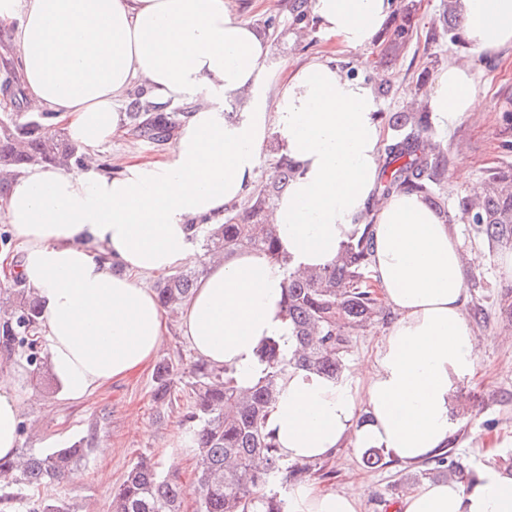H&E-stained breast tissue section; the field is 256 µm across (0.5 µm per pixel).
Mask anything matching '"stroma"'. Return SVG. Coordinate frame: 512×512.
I'll use <instances>...</instances> for the list:
<instances>
[{"label": "stroma", "instance_id": "obj_1", "mask_svg": "<svg viewBox=\"0 0 512 512\" xmlns=\"http://www.w3.org/2000/svg\"><path fill=\"white\" fill-rule=\"evenodd\" d=\"M413 3L417 32L407 49L395 57L386 53L387 38L383 35L367 49L335 52L332 40L316 23L303 29L294 23L292 0H236L242 17L255 27L274 19L275 26L267 36L271 43L268 63L276 78H283L309 57L330 55L351 76L368 81L383 79L389 88L378 98L384 112L410 111L412 102L432 85L449 58L463 51L459 45L445 42L435 46L428 40L442 0ZM477 69L476 89L484 102L483 111L451 127L437 121L432 124L433 139L448 150L449 175L439 189L449 212L448 222L463 252L483 257L473 271L480 284L467 289L465 305L480 340L478 364L473 378L459 386L450 408L456 426L448 441L449 459L471 472L487 465H512V322L502 312L512 276L501 271L499 251L489 250L455 213L457 198L468 193L467 185L455 179L459 170H467L471 180L480 183L487 170L512 166V153H503L499 147L504 135L502 115L512 113V49L502 51L493 62H478ZM130 146L145 159H159L172 151L171 146L159 148L124 131L113 136L101 152L100 167L118 169ZM167 323L168 332L155 359L179 362L181 373L171 405L161 408L155 403L153 371L149 368L114 380L79 402L66 399L52 380L42 379L35 386L30 373H22L20 387L32 398L24 412L27 431L20 436V447L46 451L79 439L90 445L86 463L59 488L72 512H108L113 487L144 457L184 487H193L195 460L181 418L187 404L185 373L197 357L180 335L178 317H168ZM363 456V450L350 444L336 449L324 461L332 475L321 482L323 488L339 492L364 484L366 494L360 512H390L405 492L439 479L428 459L415 465L369 468Z\"/></svg>", "mask_w": 512, "mask_h": 512}]
</instances>
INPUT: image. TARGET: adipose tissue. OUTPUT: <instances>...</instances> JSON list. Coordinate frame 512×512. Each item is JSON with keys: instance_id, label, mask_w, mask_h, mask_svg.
I'll list each match as a JSON object with an SVG mask.
<instances>
[{"instance_id": "obj_1", "label": "adipose tissue", "mask_w": 512, "mask_h": 512, "mask_svg": "<svg viewBox=\"0 0 512 512\" xmlns=\"http://www.w3.org/2000/svg\"><path fill=\"white\" fill-rule=\"evenodd\" d=\"M320 29L347 50L370 47L387 22L388 0H310ZM459 37L469 56L448 62L426 93L444 124L479 112L477 60L512 48V0H458ZM13 27L12 52L32 112L56 113L87 157L85 169L30 166L14 172L0 221L23 245L19 270L44 303L48 362L68 399L83 400L145 366L166 332L148 277L185 264L193 226L220 222L239 204L278 138L299 173L274 203L269 223L296 268H323L362 231L372 211L371 270L397 314L355 381L290 370L268 425L289 462L336 448H382L413 465L447 447L450 406L476 371L479 340L464 313L469 271L449 224L422 197H378L381 125L372 84L316 56L297 65L274 100L265 90L270 43L235 0H0ZM157 105L200 104L178 130L171 155L129 156L117 172L97 155L123 117L133 84ZM245 98L240 119L224 102ZM287 273L241 249L209 263L180 314L192 351L248 387L263 372L257 350L294 341L284 316ZM0 370V458L13 456L30 396ZM360 493L310 484L288 492V512H359ZM395 512H512V474L479 469L471 484L425 483Z\"/></svg>"}]
</instances>
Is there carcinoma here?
Returning <instances> with one entry per match:
<instances>
[{
	"mask_svg": "<svg viewBox=\"0 0 512 512\" xmlns=\"http://www.w3.org/2000/svg\"><path fill=\"white\" fill-rule=\"evenodd\" d=\"M460 14L457 0H446L438 28L430 34L437 43L458 40ZM413 6L406 4L388 42L396 55L416 33ZM432 113H379V121L393 131L380 159L378 191L416 194L440 214L442 198L435 187L448 171L447 149L426 144L432 130ZM128 127L134 136L157 146L169 143L187 112H164L137 93L128 105ZM56 116L37 112L30 117L12 112L0 117V169L16 170L30 164H50L78 169L79 147L65 133L51 131ZM275 155L271 178L253 193L251 203L239 210H225L224 223L204 220L205 250L211 257L228 256L241 248L262 252L287 268L284 308L295 354L284 352L272 338L259 351L263 375L251 387L237 385L226 370L203 361L192 364L190 404L183 415L188 424L196 459V512H287L288 485L318 476L331 475L309 462L288 464L278 452L268 430V416L276 402L278 384L289 369H304L337 380L344 368L351 339L366 328L387 322L389 312L370 276L371 237L363 232L347 244L336 262L322 269L300 271L290 268L277 237L266 224L267 212L298 172L295 161L277 140L270 142ZM461 219L475 234L495 249H512V169H494L487 174L484 196L474 202L461 197L457 202ZM195 271L175 272L156 287L160 306L178 313L196 284ZM41 307L14 272L13 286L0 289V363H25L30 371H47L40 336ZM178 365L166 361L154 373L153 398L165 405L171 398ZM82 443L50 451L22 448L13 458H0V509L3 512H70L56 487L87 457ZM278 484L279 492L273 489ZM187 490L161 476L155 466L142 460L130 467L112 491L109 512H183Z\"/></svg>",
	"mask_w": 512,
	"mask_h": 512,
	"instance_id": "obj_1",
	"label": "carcinoma"
}]
</instances>
